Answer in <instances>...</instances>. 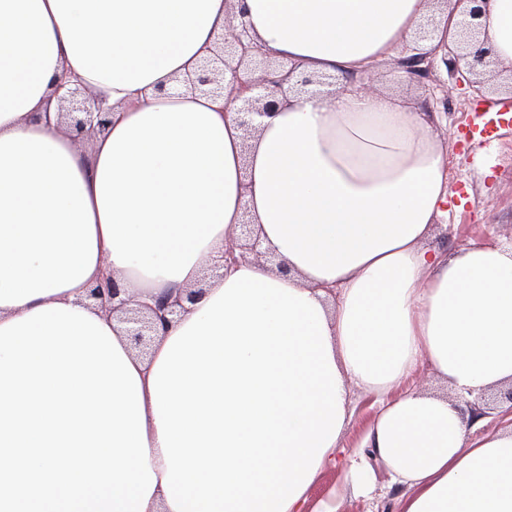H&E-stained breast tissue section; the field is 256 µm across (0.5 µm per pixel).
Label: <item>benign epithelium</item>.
I'll return each mask as SVG.
<instances>
[{"label": "benign epithelium", "mask_w": 512, "mask_h": 512, "mask_svg": "<svg viewBox=\"0 0 512 512\" xmlns=\"http://www.w3.org/2000/svg\"><path fill=\"white\" fill-rule=\"evenodd\" d=\"M450 9L449 15H458L457 38L448 47L443 58L450 76L482 92L486 86H493L502 75V64L492 49L481 38L479 19L485 13L489 0H439ZM231 15L225 24L222 45L213 50L211 56L203 59L198 69L176 80L177 86L191 93L222 98L225 105L238 116L244 135L251 137L256 131L255 117L271 116L278 111L287 92L296 88L322 101L331 102L338 90L335 77L329 74L304 75L293 79L294 69L260 70L257 61L266 59V54L248 40V30L242 21ZM398 67L411 82L424 83L432 69L431 54L416 52L398 60ZM91 94L84 86L67 89L61 98V118L74 133L75 140L82 141L106 130L111 122V110L90 108ZM267 258L270 253L261 249L260 237L248 212H243L241 221L232 230L231 242L224 253V264H236L246 257ZM202 289L185 291V298H157L154 303L139 302L129 294L128 288L114 278L88 290V299L95 302L111 315H116L125 324L135 348L142 354L148 349L159 332L166 330L174 317L184 310L183 301L195 302ZM485 400L480 395L474 400H465L462 406L469 410L470 421L490 415L492 407L476 406Z\"/></svg>", "instance_id": "1"}]
</instances>
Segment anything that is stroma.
Segmentation results:
<instances>
[{"label":"stroma","mask_w":512,"mask_h":512,"mask_svg":"<svg viewBox=\"0 0 512 512\" xmlns=\"http://www.w3.org/2000/svg\"><path fill=\"white\" fill-rule=\"evenodd\" d=\"M378 89L410 100L422 112L438 140L448 145V215L434 224L426 248L450 256L474 243L512 241V128L493 141L468 137L484 104L472 89L453 82L441 59H434L425 85L408 82L395 59L368 76ZM336 491L340 512H398L402 489L377 502L356 498L337 469H328L313 497Z\"/></svg>","instance_id":"obj_1"}]
</instances>
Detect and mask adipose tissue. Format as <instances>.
<instances>
[{"instance_id":"1","label":"adipose tissue","mask_w":512,"mask_h":512,"mask_svg":"<svg viewBox=\"0 0 512 512\" xmlns=\"http://www.w3.org/2000/svg\"><path fill=\"white\" fill-rule=\"evenodd\" d=\"M429 0H0V326L123 280L153 302L202 284L136 355L156 486L145 512H338L312 499L339 467L355 496L404 486L399 512H512V421L473 436L461 399L512 386V245L455 258L424 241L446 212L451 157L424 115L354 86L289 94L245 139L222 100L172 91L230 13L302 73L358 76L413 37ZM512 63V0L480 20ZM112 108L84 161L56 116L61 78ZM249 214L287 274L224 265ZM453 398L394 396L419 366ZM375 398L360 445L349 385ZM389 474L378 486L371 458Z\"/></svg>"}]
</instances>
